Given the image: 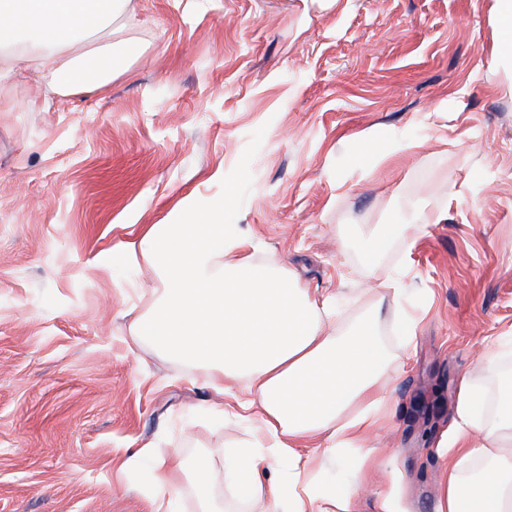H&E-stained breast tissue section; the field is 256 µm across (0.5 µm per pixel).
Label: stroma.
Instances as JSON below:
<instances>
[{
  "label": "stroma",
  "mask_w": 512,
  "mask_h": 512,
  "mask_svg": "<svg viewBox=\"0 0 512 512\" xmlns=\"http://www.w3.org/2000/svg\"><path fill=\"white\" fill-rule=\"evenodd\" d=\"M493 0H131L103 88L38 75L20 31L0 38V512H151L144 444L214 464L249 436L196 367L137 341L158 270L96 258L187 205L231 193L226 231L311 293L329 329L380 308L396 407L370 437L434 512L463 374L497 398L512 371V67ZM389 135L401 148L368 153ZM398 225L367 261L378 225ZM416 321L411 342L393 324ZM497 353L488 364L485 352Z\"/></svg>",
  "instance_id": "stroma-1"
}]
</instances>
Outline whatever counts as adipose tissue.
I'll return each instance as SVG.
<instances>
[{"label": "adipose tissue", "mask_w": 512, "mask_h": 512, "mask_svg": "<svg viewBox=\"0 0 512 512\" xmlns=\"http://www.w3.org/2000/svg\"><path fill=\"white\" fill-rule=\"evenodd\" d=\"M126 0H0V32L26 27L38 37L31 68L66 67L72 32L115 25ZM224 196L205 209L188 207L179 222L154 224L136 239L104 252L103 265L148 264L163 276L153 311L136 330L164 353L204 367L202 380L223 392L228 378L245 380L246 421L258 435L227 455L224 477L244 502L264 512H354L352 495L330 492L328 465L345 467V450L363 447L389 409L379 394L388 353L379 311L327 330L333 300L316 297L292 278L255 259L258 243L226 234ZM501 403L486 414V390L461 377L452 430L441 442L436 512H512V375L498 379ZM322 440L320 462L304 448ZM150 459L152 512H173L182 465L144 445L123 461Z\"/></svg>", "instance_id": "1"}]
</instances>
